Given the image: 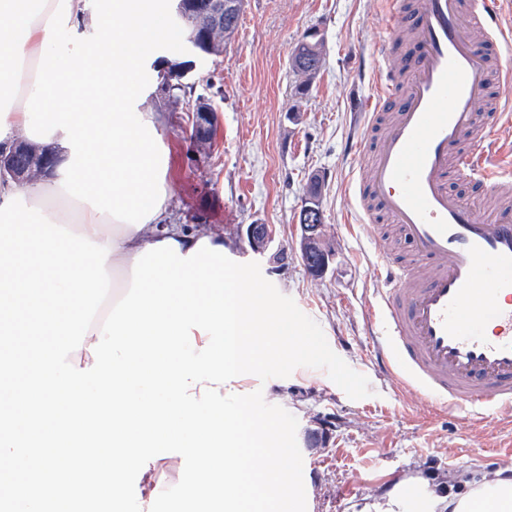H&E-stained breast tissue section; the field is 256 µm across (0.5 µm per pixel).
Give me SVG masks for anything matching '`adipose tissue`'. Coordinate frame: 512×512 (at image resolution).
Instances as JSON below:
<instances>
[{"mask_svg":"<svg viewBox=\"0 0 512 512\" xmlns=\"http://www.w3.org/2000/svg\"><path fill=\"white\" fill-rule=\"evenodd\" d=\"M87 11L88 0H0V144L21 125L57 157L49 176L24 188L25 201L111 250L110 290L85 349L67 356L79 369L92 363L89 345L129 292L137 253L172 239L185 254L199 240L162 224L168 153L152 114L141 109L146 67L158 46L176 39L168 2L105 0L81 45L63 52L60 30L79 29ZM420 490L419 512H512L511 468Z\"/></svg>","mask_w":512,"mask_h":512,"instance_id":"ef3b65f1","label":"adipose tissue"}]
</instances>
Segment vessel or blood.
Instances as JSON below:
<instances>
[{
    "label": "vessel or blood",
    "instance_id": "1",
    "mask_svg": "<svg viewBox=\"0 0 512 512\" xmlns=\"http://www.w3.org/2000/svg\"><path fill=\"white\" fill-rule=\"evenodd\" d=\"M399 69L374 68L357 148H371L353 186L361 224H392L409 259L380 256L368 315L382 331L377 360L404 385L470 415L512 411V163L499 126L512 123V0H388ZM458 181L500 205L477 219Z\"/></svg>",
    "mask_w": 512,
    "mask_h": 512
}]
</instances>
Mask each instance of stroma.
Masks as SVG:
<instances>
[{"instance_id":"obj_1","label":"stroma","mask_w":512,"mask_h":512,"mask_svg":"<svg viewBox=\"0 0 512 512\" xmlns=\"http://www.w3.org/2000/svg\"><path fill=\"white\" fill-rule=\"evenodd\" d=\"M386 0H246L223 54L198 62L178 103L148 96L169 152L166 221L222 234L242 249L240 225H272L285 266L260 260L261 273L323 330L331 349L365 375L370 396L350 399L320 368L286 378L243 379L298 420L306 501L311 512H368L407 477L448 483L461 474L512 467V417L490 410L473 426L461 411L404 387L376 360L367 309L381 286L378 255L405 252L398 238L354 222L351 184L370 177L368 152L348 148L359 104L374 90L372 65L387 36ZM324 43L321 68L305 94L288 58L309 30ZM217 111V141L204 154L190 141L196 97ZM321 183L324 234L335 252L329 272L311 277L295 251L311 178ZM326 425L319 446L310 430Z\"/></svg>"}]
</instances>
